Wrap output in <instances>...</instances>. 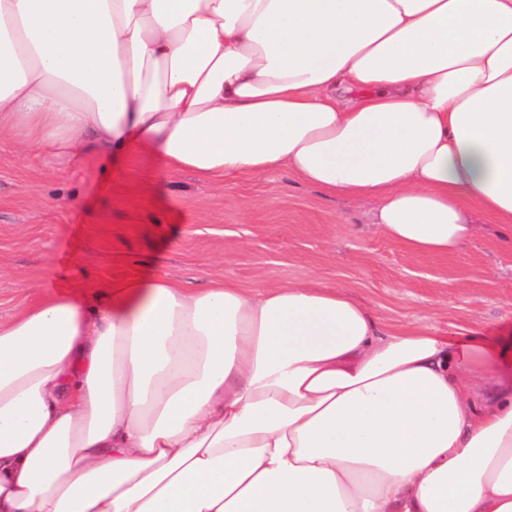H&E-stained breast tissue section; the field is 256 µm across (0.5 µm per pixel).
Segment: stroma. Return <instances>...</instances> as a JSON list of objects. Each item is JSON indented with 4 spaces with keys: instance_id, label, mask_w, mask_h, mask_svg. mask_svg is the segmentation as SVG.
<instances>
[{
    "instance_id": "obj_1",
    "label": "stroma",
    "mask_w": 512,
    "mask_h": 512,
    "mask_svg": "<svg viewBox=\"0 0 512 512\" xmlns=\"http://www.w3.org/2000/svg\"><path fill=\"white\" fill-rule=\"evenodd\" d=\"M374 200L332 198L288 171L223 187L159 160L115 159L90 148L49 164L20 158L0 138V318L59 287L107 284L138 272L204 287L314 276L349 288L392 330L450 323L494 336L512 325V244L478 216L479 234L448 257L387 240L370 222Z\"/></svg>"
}]
</instances>
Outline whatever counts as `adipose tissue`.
Here are the masks:
<instances>
[{
    "mask_svg": "<svg viewBox=\"0 0 512 512\" xmlns=\"http://www.w3.org/2000/svg\"><path fill=\"white\" fill-rule=\"evenodd\" d=\"M512 233V0H0V135ZM0 320V512H512V345L309 278L36 286Z\"/></svg>",
    "mask_w": 512,
    "mask_h": 512,
    "instance_id": "ef3b65f1",
    "label": "adipose tissue"
}]
</instances>
